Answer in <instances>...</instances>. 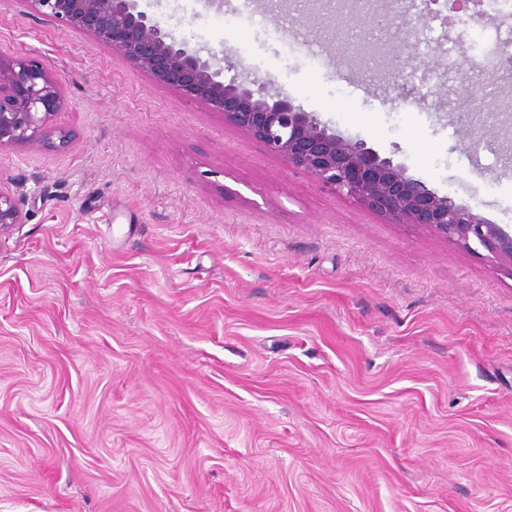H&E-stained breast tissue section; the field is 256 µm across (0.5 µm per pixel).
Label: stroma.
Here are the masks:
<instances>
[{
    "label": "stroma",
    "mask_w": 512,
    "mask_h": 512,
    "mask_svg": "<svg viewBox=\"0 0 512 512\" xmlns=\"http://www.w3.org/2000/svg\"><path fill=\"white\" fill-rule=\"evenodd\" d=\"M304 2L136 0L512 226V123L470 151L456 104L487 90V20L361 17L345 38L386 43L377 66ZM0 52L58 75L70 136L0 150L27 214L0 236V512H512V264L321 187L30 0H0ZM405 68L428 93L394 106Z\"/></svg>",
    "instance_id": "35a3bbf8"
}]
</instances>
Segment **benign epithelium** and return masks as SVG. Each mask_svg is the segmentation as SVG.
Segmentation results:
<instances>
[{"label": "benign epithelium", "instance_id": "7a95c632", "mask_svg": "<svg viewBox=\"0 0 512 512\" xmlns=\"http://www.w3.org/2000/svg\"><path fill=\"white\" fill-rule=\"evenodd\" d=\"M43 16L85 32L154 82L204 104L245 132L288 166L319 185L356 200L395 224H415L429 232L480 245L499 261L512 263V231L491 224L440 196L402 167L380 157L362 141L345 139L295 107L288 96L274 97L225 81L223 69L189 53L160 24L136 9L135 0H29ZM413 10L410 0H347L343 10L322 17L341 33L364 12L389 20ZM66 106L61 80L34 60L0 53V149L46 145L62 148L52 117ZM26 221L16 191L0 184V235Z\"/></svg>", "mask_w": 512, "mask_h": 512}]
</instances>
